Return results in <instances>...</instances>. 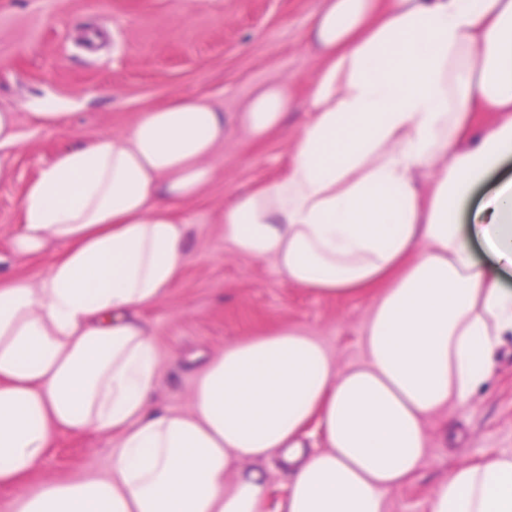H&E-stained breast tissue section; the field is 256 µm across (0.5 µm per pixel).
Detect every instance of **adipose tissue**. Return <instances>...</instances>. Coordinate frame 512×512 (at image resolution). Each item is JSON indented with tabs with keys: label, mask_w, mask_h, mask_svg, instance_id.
<instances>
[{
	"label": "adipose tissue",
	"mask_w": 512,
	"mask_h": 512,
	"mask_svg": "<svg viewBox=\"0 0 512 512\" xmlns=\"http://www.w3.org/2000/svg\"><path fill=\"white\" fill-rule=\"evenodd\" d=\"M309 40L320 65L289 168L218 222L288 284L371 296L363 360L338 369L283 326L205 363L188 412L149 413L160 362L141 313L190 258L181 207L225 134L205 96L173 98L61 152L21 202L13 250L54 254L39 280L0 279V487L62 434L114 447L104 475L46 482L11 512H263L259 475L236 470L275 452L282 512H383L428 421L488 378L512 333V0H325ZM294 108L275 82L239 125L259 140ZM480 112L501 118L476 139ZM314 424L326 446L310 452ZM430 512H512V455L458 464Z\"/></svg>",
	"instance_id": "adipose-tissue-1"
}]
</instances>
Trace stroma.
I'll return each mask as SVG.
<instances>
[{
  "instance_id": "35a3bbf8",
  "label": "stroma",
  "mask_w": 512,
  "mask_h": 512,
  "mask_svg": "<svg viewBox=\"0 0 512 512\" xmlns=\"http://www.w3.org/2000/svg\"><path fill=\"white\" fill-rule=\"evenodd\" d=\"M323 0H0V109L15 112L19 141L0 148V274L35 279L48 256L14 252L23 195L58 153L84 139L118 133L178 95H203L222 110L224 145L212 178L184 207L192 255L167 295L142 317L161 370L154 409L187 411L197 370L225 344L281 326L306 329L338 368L362 360L370 297L325 296L287 285L273 261L251 260L225 243L217 214L236 193L275 180L305 119L254 142L239 112L266 85L284 81L304 101L319 61L308 32ZM63 113L60 121L51 120ZM418 472L385 497L384 512H428L435 487L461 461L489 452L512 455V334L493 357L487 381L466 405L428 424ZM113 439L88 430L63 435L46 480L105 473ZM266 486L265 512H280L289 477L279 455L241 465Z\"/></svg>"
}]
</instances>
